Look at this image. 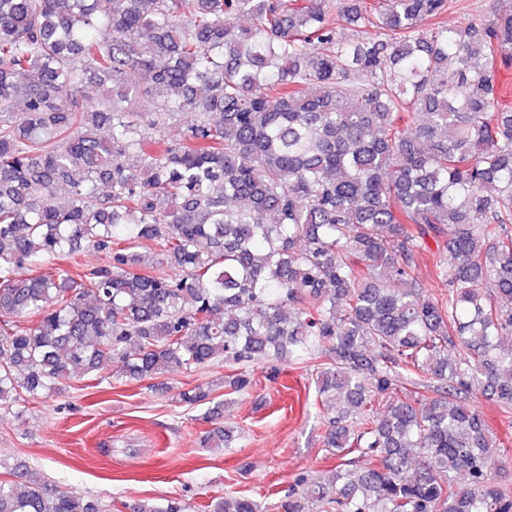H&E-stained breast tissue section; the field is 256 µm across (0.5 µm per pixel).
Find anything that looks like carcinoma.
Masks as SVG:
<instances>
[{
    "mask_svg": "<svg viewBox=\"0 0 512 512\" xmlns=\"http://www.w3.org/2000/svg\"><path fill=\"white\" fill-rule=\"evenodd\" d=\"M448 2L0 0V406L109 363L222 362L242 395L250 364L309 361L336 466L279 512H512L468 402L512 413V11L450 27ZM1 469L0 512H106Z\"/></svg>",
    "mask_w": 512,
    "mask_h": 512,
    "instance_id": "carcinoma-1",
    "label": "carcinoma"
}]
</instances>
